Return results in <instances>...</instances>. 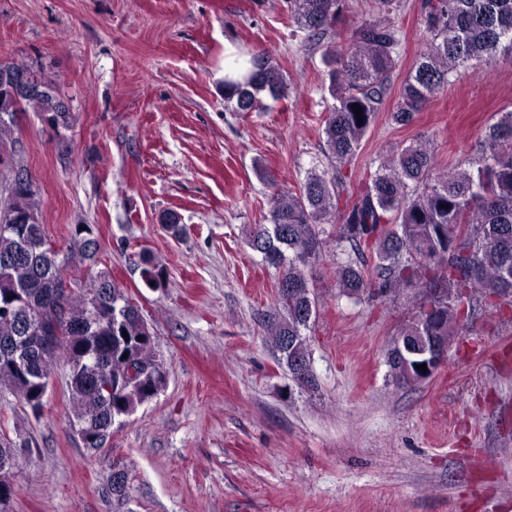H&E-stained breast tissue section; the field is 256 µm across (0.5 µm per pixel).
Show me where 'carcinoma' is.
<instances>
[{
	"mask_svg": "<svg viewBox=\"0 0 512 512\" xmlns=\"http://www.w3.org/2000/svg\"><path fill=\"white\" fill-rule=\"evenodd\" d=\"M298 28L319 44L331 31L340 43L326 45L328 92L322 167L310 169L294 192L272 198L268 223L254 224L247 244L278 270L274 308L265 314L266 340L296 386L315 390L309 337L319 300L311 280L328 249L323 224H336V284L348 298L412 300L411 324L393 344L421 337L450 344L470 327L480 300L512 306V110L498 113L482 135L475 166L442 171L428 141L396 147L377 168L354 184L351 163L386 102L398 64L400 37L383 20H364L345 32L338 28L348 0H286ZM425 48L409 67L391 121L410 124L448 87L457 70L472 60L487 64L512 57V0H421ZM255 70L241 81H224V101L235 112H256L262 96L285 97L287 83L267 56L252 57ZM25 76L32 88L17 99L13 79ZM362 107L357 123L354 104ZM30 106L58 128L71 127L74 115L43 69L0 62V142L12 132L16 112ZM0 209V258H14L11 282L0 291L16 293L15 311L0 314V341L18 335L24 321L47 326L43 345L30 338L31 365L48 375L69 366L68 391L73 424L99 432L100 447L114 422L132 415L166 384L152 352V335L140 306L107 270L87 275L72 291L63 317L50 306L65 264L48 246L42 224L24 217L38 211L36 192L7 190ZM373 254L367 268L365 250ZM165 268L143 260L141 281L166 286ZM128 336H123V333ZM38 412L34 375L12 373L0 362V385ZM112 497L128 495V474L112 472Z\"/></svg>",
	"mask_w": 512,
	"mask_h": 512,
	"instance_id": "obj_1",
	"label": "carcinoma"
}]
</instances>
